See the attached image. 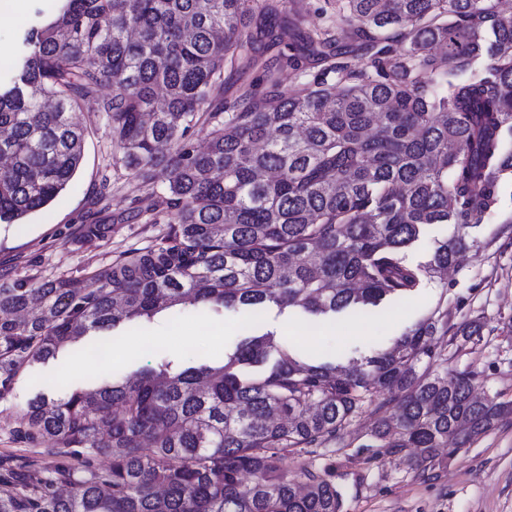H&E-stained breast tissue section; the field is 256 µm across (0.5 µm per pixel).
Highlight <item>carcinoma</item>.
Here are the masks:
<instances>
[{"label": "carcinoma", "instance_id": "carcinoma-1", "mask_svg": "<svg viewBox=\"0 0 512 512\" xmlns=\"http://www.w3.org/2000/svg\"><path fill=\"white\" fill-rule=\"evenodd\" d=\"M320 25L290 0H66L28 36L0 88V222L53 200L78 171L84 101L101 100L112 143L151 184L167 229L69 279L0 283V394L28 364L84 337L151 319L191 298L219 308L312 315L373 313L417 293L457 255V234L425 264L406 249L434 224L477 227L512 174V16L494 0H327ZM320 70L288 91L284 70ZM237 96L209 109L224 73ZM258 73L263 92L243 76ZM208 144L187 141L198 122ZM448 323L429 317L389 349L347 368L297 359L274 333L244 339L220 366L171 363L41 395L18 420L25 441L77 458L47 477L0 478V512H341V494L290 448H327L369 406L398 412L372 431L380 448H413L425 470L455 436V455L512 405L473 396L477 374L429 371ZM272 367L256 371L269 356ZM394 398L378 401L380 390ZM148 440L151 452L141 453ZM106 456L107 468L95 460ZM249 480H244V477ZM71 492L61 496L56 486Z\"/></svg>", "mask_w": 512, "mask_h": 512}]
</instances>
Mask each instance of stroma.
Here are the masks:
<instances>
[{
    "instance_id": "stroma-1",
    "label": "stroma",
    "mask_w": 512,
    "mask_h": 512,
    "mask_svg": "<svg viewBox=\"0 0 512 512\" xmlns=\"http://www.w3.org/2000/svg\"><path fill=\"white\" fill-rule=\"evenodd\" d=\"M61 0H25L20 17L0 18V83L17 69L22 39L33 25L54 17ZM78 116L88 134L80 169L69 186L47 206L18 223L0 222V279L36 282L72 279L87 283L90 272L111 264L123 251L153 244L166 231L158 214L143 211L147 191L162 192L167 176L155 171L143 187L112 147V136L98 99L88 100ZM99 220L109 227L104 238L87 241L83 224ZM480 249L470 251L443 278L428 283L412 299L384 303L376 315L343 313L314 316L297 309L267 307L260 324L244 309L215 313L202 304L162 311L149 321L126 322L97 337L103 349L134 341L129 359H82L63 353L47 363L26 366L10 393L0 397V461L36 475L66 463L42 443H28L15 433L18 419L37 396L65 395L75 375L92 377L102 367L124 377L162 360L185 365H217L249 334L274 332L277 341L299 358L314 362L357 357L390 347L434 310H442L449 329L464 323L480 328L479 342L456 340L435 370L475 369L477 395L512 401V179L502 180L498 202L483 223L470 231ZM377 415L366 408L334 446L316 453L290 449L283 459L289 473L309 465L343 495L342 512H512V418L500 422L453 458L426 471L411 465L406 452L372 447Z\"/></svg>"
}]
</instances>
